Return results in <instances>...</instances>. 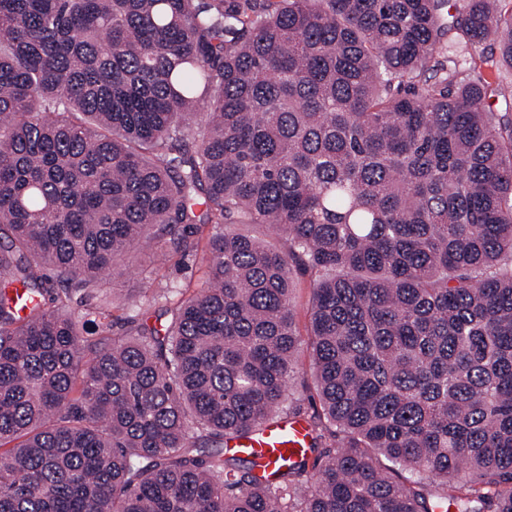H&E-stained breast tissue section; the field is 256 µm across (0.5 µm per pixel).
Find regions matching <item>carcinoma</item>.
<instances>
[{
	"label": "carcinoma",
	"mask_w": 512,
	"mask_h": 512,
	"mask_svg": "<svg viewBox=\"0 0 512 512\" xmlns=\"http://www.w3.org/2000/svg\"><path fill=\"white\" fill-rule=\"evenodd\" d=\"M496 2L0 0V512H512V80L445 54L512 75ZM208 225L166 325L82 337ZM298 274L313 461L264 480ZM497 53L496 47L489 44L476 48L456 46L450 51V55L456 59L459 70L464 76L473 81L486 82L497 81L501 73L492 62ZM209 231L210 226L203 228L197 255L185 261L174 258L162 265H151L144 260L138 247L119 261L122 274L114 283L111 279L103 288V291H107L109 299L112 298L111 311L116 323L113 328L115 333H122L127 329L126 325L121 328L124 323L121 318L126 319L135 314L129 304L138 300L145 302L143 289L140 288L143 282H151L155 293L163 291L167 286H175L183 293V297L190 296L203 285L206 278L204 251Z\"/></svg>",
	"instance_id": "obj_1"
}]
</instances>
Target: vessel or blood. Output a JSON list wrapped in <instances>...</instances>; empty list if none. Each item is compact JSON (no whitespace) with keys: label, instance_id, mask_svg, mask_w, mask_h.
I'll list each match as a JSON object with an SVG mask.
<instances>
[{"label":"vessel or blood","instance_id":"obj_1","mask_svg":"<svg viewBox=\"0 0 512 512\" xmlns=\"http://www.w3.org/2000/svg\"><path fill=\"white\" fill-rule=\"evenodd\" d=\"M311 444L306 422L300 418L271 421L250 436L237 440L236 448L252 455L266 473H274L283 465L302 458Z\"/></svg>","mask_w":512,"mask_h":512}]
</instances>
